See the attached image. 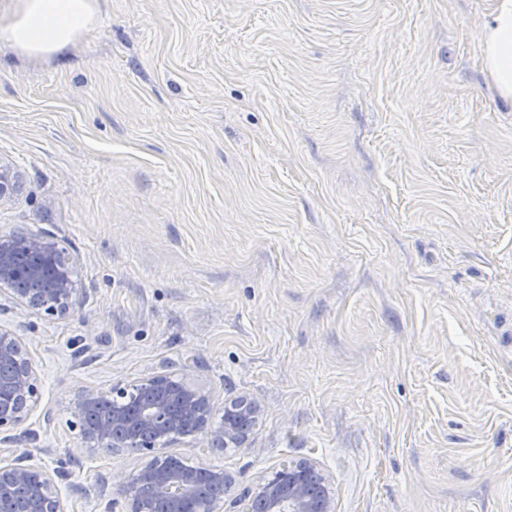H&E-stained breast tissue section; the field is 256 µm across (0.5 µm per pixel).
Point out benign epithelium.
Returning <instances> with one entry per match:
<instances>
[{
	"label": "benign epithelium",
	"mask_w": 512,
	"mask_h": 512,
	"mask_svg": "<svg viewBox=\"0 0 512 512\" xmlns=\"http://www.w3.org/2000/svg\"><path fill=\"white\" fill-rule=\"evenodd\" d=\"M72 259L63 241L47 235L0 234V286L33 310L66 317L73 310L77 288L71 276ZM154 393L146 403L130 404L129 388L112 387V414L96 425L85 424L102 398L92 388L80 389L70 407L71 424L79 430L80 447L112 453L131 449L150 457L136 473H116L113 482L123 502L121 512H223L231 477L210 470L208 480L218 495L200 490L197 467L168 466L169 443L179 437L198 439L206 454L242 443L253 428V405L244 400L225 407L224 424L210 425V396L170 376L140 383ZM40 398L39 379L22 350L19 338L0 328V431L21 424ZM239 512H335L328 480L308 459L292 460L256 486L243 489L233 500ZM0 512H67L53 473L12 448H0Z\"/></svg>",
	"instance_id": "obj_1"
}]
</instances>
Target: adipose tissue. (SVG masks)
Here are the masks:
<instances>
[{"label":"adipose tissue","mask_w":512,"mask_h":512,"mask_svg":"<svg viewBox=\"0 0 512 512\" xmlns=\"http://www.w3.org/2000/svg\"><path fill=\"white\" fill-rule=\"evenodd\" d=\"M98 12V0H6L0 7V41L31 58L57 55L93 27ZM484 57L501 94L512 97V0H494Z\"/></svg>","instance_id":"obj_1"}]
</instances>
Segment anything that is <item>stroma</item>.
Masks as SVG:
<instances>
[{
	"instance_id": "1",
	"label": "stroma",
	"mask_w": 512,
	"mask_h": 512,
	"mask_svg": "<svg viewBox=\"0 0 512 512\" xmlns=\"http://www.w3.org/2000/svg\"><path fill=\"white\" fill-rule=\"evenodd\" d=\"M493 0H100L50 60L0 42V233L51 234L79 304L0 296L40 401L0 448L112 512L131 450L69 406L168 375L244 400L191 464L257 484L306 458L336 512H512V98ZM485 65L502 95L512 97V1L494 0L484 36Z\"/></svg>"
}]
</instances>
